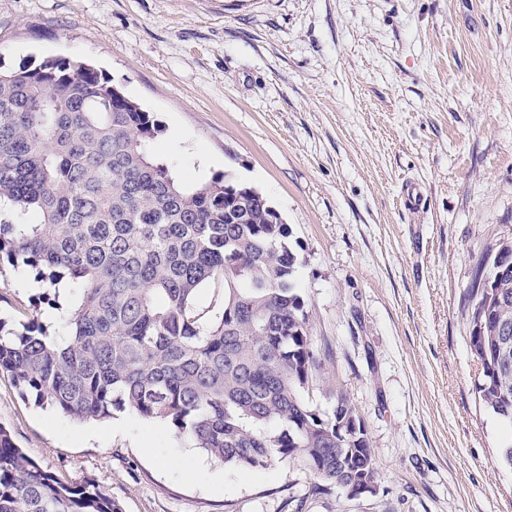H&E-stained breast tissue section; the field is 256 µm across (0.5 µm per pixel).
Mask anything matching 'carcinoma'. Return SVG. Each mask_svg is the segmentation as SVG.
<instances>
[{"mask_svg":"<svg viewBox=\"0 0 512 512\" xmlns=\"http://www.w3.org/2000/svg\"><path fill=\"white\" fill-rule=\"evenodd\" d=\"M164 132L91 65L59 58L0 72V256L80 290L62 336L35 318L20 332L0 321V371L76 419L128 410L167 420L226 464L297 458L314 487L349 491L377 475L376 459L346 395L325 419L303 395L322 359L288 225L227 173L182 185L148 153ZM495 262L479 264L471 289L469 346L482 401L512 424V327L490 332L512 324V270ZM215 279L224 297L208 318L196 300ZM0 512L122 508L92 479H59L0 427Z\"/></svg>","mask_w":512,"mask_h":512,"instance_id":"1","label":"carcinoma"}]
</instances>
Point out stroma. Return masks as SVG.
Instances as JSON below:
<instances>
[{
  "instance_id": "stroma-1",
  "label": "stroma",
  "mask_w": 512,
  "mask_h": 512,
  "mask_svg": "<svg viewBox=\"0 0 512 512\" xmlns=\"http://www.w3.org/2000/svg\"><path fill=\"white\" fill-rule=\"evenodd\" d=\"M56 58L163 124L150 149L184 183L228 172L280 211L323 362L305 397L329 414L347 395L378 489L225 464L127 411L107 431L0 373L17 447L123 512H512V425L468 343L477 266L512 236V0H0V69ZM14 275L0 318H45L47 284Z\"/></svg>"
}]
</instances>
